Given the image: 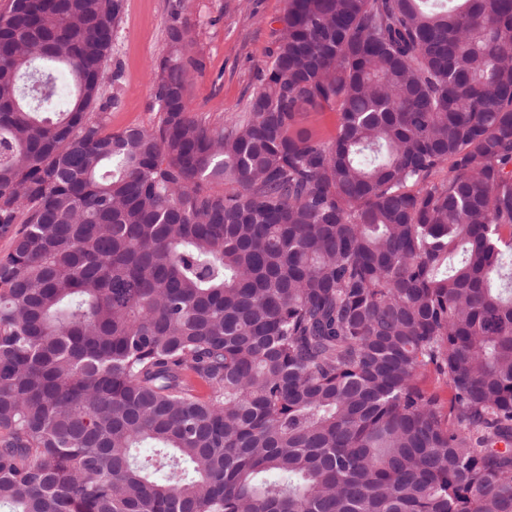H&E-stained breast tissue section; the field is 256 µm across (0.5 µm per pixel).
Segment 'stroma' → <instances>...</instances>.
<instances>
[{
  "instance_id": "obj_1",
  "label": "stroma",
  "mask_w": 512,
  "mask_h": 512,
  "mask_svg": "<svg viewBox=\"0 0 512 512\" xmlns=\"http://www.w3.org/2000/svg\"><path fill=\"white\" fill-rule=\"evenodd\" d=\"M194 50L205 69L189 89L193 114L218 122L240 115L275 48L284 0H187ZM166 0H125L110 67L121 73L109 131L156 120L150 71L166 50Z\"/></svg>"
}]
</instances>
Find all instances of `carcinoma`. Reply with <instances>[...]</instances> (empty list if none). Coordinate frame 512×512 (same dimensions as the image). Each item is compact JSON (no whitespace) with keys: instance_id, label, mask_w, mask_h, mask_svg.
I'll return each instance as SVG.
<instances>
[{"instance_id":"carcinoma-1","label":"carcinoma","mask_w":512,"mask_h":512,"mask_svg":"<svg viewBox=\"0 0 512 512\" xmlns=\"http://www.w3.org/2000/svg\"><path fill=\"white\" fill-rule=\"evenodd\" d=\"M123 11L0 13V512H512V0H285L220 123L169 0L108 132ZM122 20L114 33L108 69L121 73L117 104L110 109L108 131L150 126L156 120L150 71L166 50V1L124 0Z\"/></svg>"}]
</instances>
